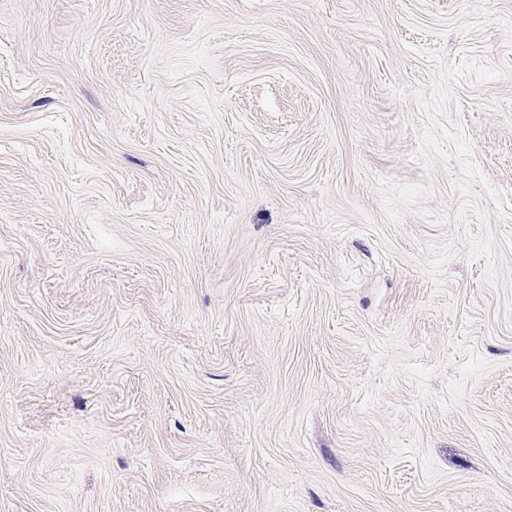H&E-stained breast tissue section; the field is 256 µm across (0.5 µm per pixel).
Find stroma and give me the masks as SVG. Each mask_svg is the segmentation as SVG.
<instances>
[{
  "label": "stroma",
  "mask_w": 512,
  "mask_h": 512,
  "mask_svg": "<svg viewBox=\"0 0 512 512\" xmlns=\"http://www.w3.org/2000/svg\"><path fill=\"white\" fill-rule=\"evenodd\" d=\"M0 512H512V0H0Z\"/></svg>",
  "instance_id": "obj_1"
}]
</instances>
